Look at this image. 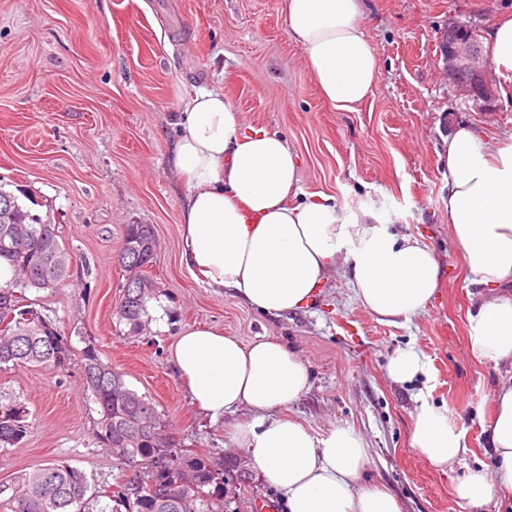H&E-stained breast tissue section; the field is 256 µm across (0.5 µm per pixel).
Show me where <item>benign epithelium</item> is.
Here are the masks:
<instances>
[{
  "label": "benign epithelium",
  "mask_w": 512,
  "mask_h": 512,
  "mask_svg": "<svg viewBox=\"0 0 512 512\" xmlns=\"http://www.w3.org/2000/svg\"><path fill=\"white\" fill-rule=\"evenodd\" d=\"M441 56L454 86L485 109L497 106L499 97L489 75V62L474 30L461 25L448 26L442 38Z\"/></svg>",
  "instance_id": "obj_1"
}]
</instances>
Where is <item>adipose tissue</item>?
Here are the masks:
<instances>
[{"mask_svg": "<svg viewBox=\"0 0 512 512\" xmlns=\"http://www.w3.org/2000/svg\"><path fill=\"white\" fill-rule=\"evenodd\" d=\"M287 35L303 52L326 101L354 111L380 74L361 24V0H282ZM496 74L512 82V12L485 38ZM169 153L185 189L181 262L211 288L229 290L249 307L281 315L306 305L336 273L356 288L378 321L412 320L439 285L432 249L418 237L391 233L373 210L339 208L305 194L298 154L285 139L245 130L218 89L189 96ZM448 170V222L474 284L512 286V144L497 149L470 126L449 136L441 157ZM469 344L481 362L502 368L494 414L485 432L496 479L470 472L456 487L473 506L512 492V299L482 300L469 315ZM193 405L218 419L247 408L233 443L248 449L264 482L287 512H401L396 499L363 483L369 461L363 440L344 428L324 436L275 409L297 401L310 376L282 342L251 343L214 329H188L174 349ZM411 446L437 466L470 452L465 430L426 394L415 397Z\"/></svg>", "mask_w": 512, "mask_h": 512, "instance_id": "obj_1", "label": "adipose tissue"}]
</instances>
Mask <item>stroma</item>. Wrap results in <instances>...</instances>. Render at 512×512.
<instances>
[{
  "instance_id": "obj_1",
  "label": "stroma",
  "mask_w": 512,
  "mask_h": 512,
  "mask_svg": "<svg viewBox=\"0 0 512 512\" xmlns=\"http://www.w3.org/2000/svg\"><path fill=\"white\" fill-rule=\"evenodd\" d=\"M511 10L512 0H363L380 75L355 111L340 112L289 41L281 0H0V184L25 189V206L51 215L72 257L65 284L26 295L59 320L74 352L65 372L0 369V402L24 406L29 422L22 445L0 448V480L54 461L79 467L99 489L122 479L95 438L97 406L80 360L90 340L129 388L152 399L177 443L244 460V472L225 475L224 512L263 502L286 512L249 451L230 438L246 410L211 420L176 370L180 335L209 328L246 343L275 338L294 351L310 388L278 415L319 435L353 430L369 450L364 483L391 493L401 512H512L507 499L474 507L454 494L467 470L495 469L482 422L499 375L472 355L468 314L482 298H512V288L469 284L438 158L460 123L492 145L512 139V85L499 84L496 110L482 109L448 84L440 56L448 25L482 36ZM202 87L223 89L244 127L286 139L306 193L372 209L392 233L428 244L442 279L424 313L405 325L379 322L336 275L302 309L266 315L187 272L182 192L167 159L183 102ZM128 224L153 225L157 246L145 270L154 297L138 335L114 316L129 277L116 260ZM408 348L426 362L430 382L390 378V359ZM425 385L431 402L465 427L464 462L438 467L413 450L411 414Z\"/></svg>"
}]
</instances>
